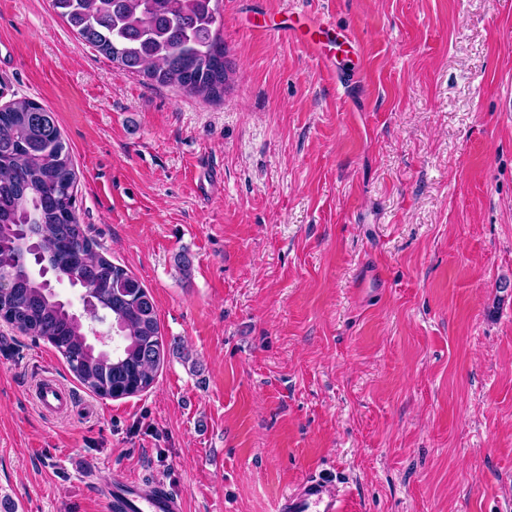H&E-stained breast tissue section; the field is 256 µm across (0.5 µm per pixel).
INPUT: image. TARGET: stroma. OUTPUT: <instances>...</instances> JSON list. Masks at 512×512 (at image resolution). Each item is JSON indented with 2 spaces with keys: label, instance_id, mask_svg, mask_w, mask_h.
<instances>
[{
  "label": "stroma",
  "instance_id": "35a3bbf8",
  "mask_svg": "<svg viewBox=\"0 0 512 512\" xmlns=\"http://www.w3.org/2000/svg\"><path fill=\"white\" fill-rule=\"evenodd\" d=\"M221 12L234 75L212 101L121 73L51 0H0V105L55 112L78 220L165 348L112 400L0 321V512H107L114 481L280 512L315 473L348 512H512V0ZM307 20L360 70L249 33ZM45 375L66 413L38 409Z\"/></svg>",
  "mask_w": 512,
  "mask_h": 512
}]
</instances>
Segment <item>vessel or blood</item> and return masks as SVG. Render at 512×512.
Returning <instances> with one entry per match:
<instances>
[{"mask_svg": "<svg viewBox=\"0 0 512 512\" xmlns=\"http://www.w3.org/2000/svg\"><path fill=\"white\" fill-rule=\"evenodd\" d=\"M34 397L53 415L64 413L73 400L71 391L49 377L37 382ZM101 497L109 512H183L182 499L157 484L110 483L102 488ZM280 512H343V501L330 491L328 477L313 475L284 497Z\"/></svg>", "mask_w": 512, "mask_h": 512, "instance_id": "vessel-or-blood-1", "label": "vessel or blood"}]
</instances>
